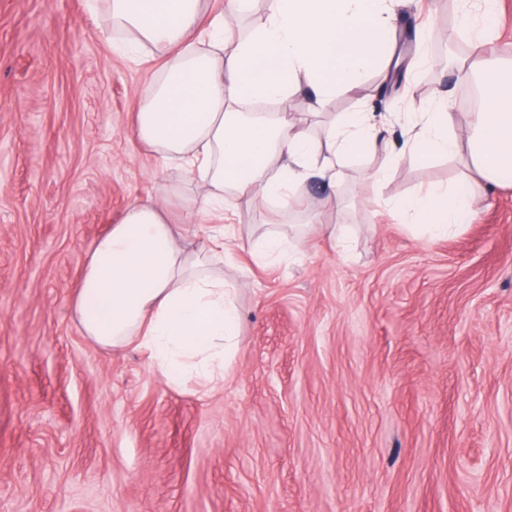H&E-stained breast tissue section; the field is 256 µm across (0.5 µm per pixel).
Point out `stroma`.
I'll list each match as a JSON object with an SVG mask.
<instances>
[{
	"label": "stroma",
	"instance_id": "1",
	"mask_svg": "<svg viewBox=\"0 0 512 512\" xmlns=\"http://www.w3.org/2000/svg\"><path fill=\"white\" fill-rule=\"evenodd\" d=\"M408 0L399 76L367 74L319 128L365 110L394 131L464 85L474 0ZM489 54L512 60V0L486 18ZM106 0H0V512H512V176L472 223L436 237L389 204L463 184L457 161L309 180L308 212L343 224L350 250L313 233L256 263L237 249L239 346L215 389L174 387L136 345L85 336L74 294L91 245L163 193L190 248L210 225L203 189L132 132L175 49L127 52Z\"/></svg>",
	"mask_w": 512,
	"mask_h": 512
}]
</instances>
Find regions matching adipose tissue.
I'll list each match as a JSON object with an SVG mask.
<instances>
[{
    "label": "adipose tissue",
    "mask_w": 512,
    "mask_h": 512,
    "mask_svg": "<svg viewBox=\"0 0 512 512\" xmlns=\"http://www.w3.org/2000/svg\"><path fill=\"white\" fill-rule=\"evenodd\" d=\"M111 2L134 44L179 49L137 112L134 132L198 176L204 218L223 216L228 190L250 208L275 201L298 211L310 178L339 185L345 159L367 153L382 136L370 113L350 112L319 140L287 107L299 84L310 88L317 110L337 91L356 87L366 72L388 71L401 0H268L263 20L243 37L232 36V19L202 23L200 0ZM202 27L221 55L190 51ZM471 45L472 61L461 63L455 75L479 84L478 109L458 117L438 101L418 113L393 159L453 155L474 185L488 186L512 171V60L485 58L484 32L474 33ZM262 100L278 103V111L233 109ZM474 201L473 192L436 185L396 199L393 208L412 225L444 236L471 222ZM206 253L181 246L162 195L131 205L88 252L73 298L85 336L110 348L137 342L171 385L188 377L207 387L222 384L239 343V285L212 273Z\"/></svg>",
    "instance_id": "ef3b65f1"
}]
</instances>
